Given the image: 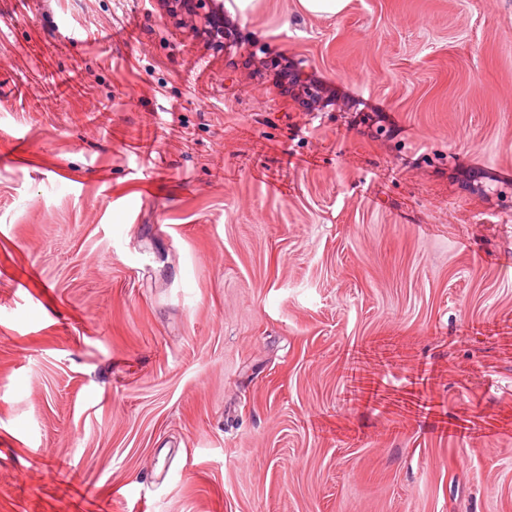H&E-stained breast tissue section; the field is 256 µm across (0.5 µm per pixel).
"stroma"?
<instances>
[{"mask_svg": "<svg viewBox=\"0 0 512 512\" xmlns=\"http://www.w3.org/2000/svg\"><path fill=\"white\" fill-rule=\"evenodd\" d=\"M2 156L0 512H512V0H0ZM349 0H298L301 10L312 16H336L344 12Z\"/></svg>", "mask_w": 512, "mask_h": 512, "instance_id": "35a3bbf8", "label": "stroma"}]
</instances>
